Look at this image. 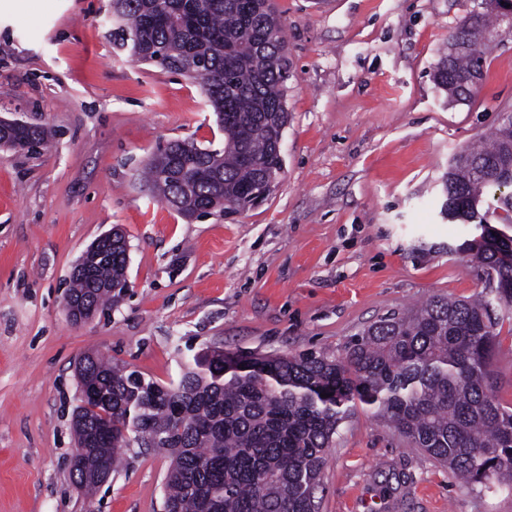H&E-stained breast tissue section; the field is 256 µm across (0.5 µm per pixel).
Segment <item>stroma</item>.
Here are the masks:
<instances>
[{
	"mask_svg": "<svg viewBox=\"0 0 512 512\" xmlns=\"http://www.w3.org/2000/svg\"><path fill=\"white\" fill-rule=\"evenodd\" d=\"M464 0H275L291 69L284 173L259 206L189 221L141 179L168 142L223 147L198 81L112 45L109 0H0V118L51 129L0 148V512H163L169 451L131 445L93 499L70 477L75 366L92 350L167 384L203 349L344 355L391 312L484 284L440 214L462 148L512 115V30L467 104L432 70ZM129 243L117 306L72 324L63 298L99 236ZM494 392L512 407V318ZM318 512H512V493L460 483L373 409L341 424Z\"/></svg>",
	"mask_w": 512,
	"mask_h": 512,
	"instance_id": "obj_1",
	"label": "stroma"
}]
</instances>
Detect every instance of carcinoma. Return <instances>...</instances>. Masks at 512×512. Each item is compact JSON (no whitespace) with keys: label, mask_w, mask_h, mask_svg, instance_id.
Masks as SVG:
<instances>
[{"label":"carcinoma","mask_w":512,"mask_h":512,"mask_svg":"<svg viewBox=\"0 0 512 512\" xmlns=\"http://www.w3.org/2000/svg\"><path fill=\"white\" fill-rule=\"evenodd\" d=\"M112 43L129 56L210 84L208 102L224 147L170 142L146 165L160 199L192 219L212 197L246 210L260 174L277 171V123L288 80V48L273 0H111ZM499 15L474 6L448 35L433 69L449 103L468 102L483 79ZM37 147L48 131L31 125L14 136ZM512 187V118L488 143L456 154L442 176L448 221L474 225L484 242L465 239L480 277L493 279L474 300L434 296L407 314L363 329L342 357L313 351L279 356L214 350L193 358L176 383L160 384L98 353L77 378L100 400L73 416L75 441L87 448L71 472L80 488L99 486L97 467L116 470L119 450L172 438L166 503L170 512H315L325 451L357 405L372 409L408 444L471 483L512 491V408L501 404L489 366L499 351L500 311L512 310V195L498 199L499 223L482 211L484 192ZM119 241L99 245L89 267L70 277L67 296L101 314L128 286ZM328 397L323 398L321 394Z\"/></svg>","instance_id":"1"}]
</instances>
